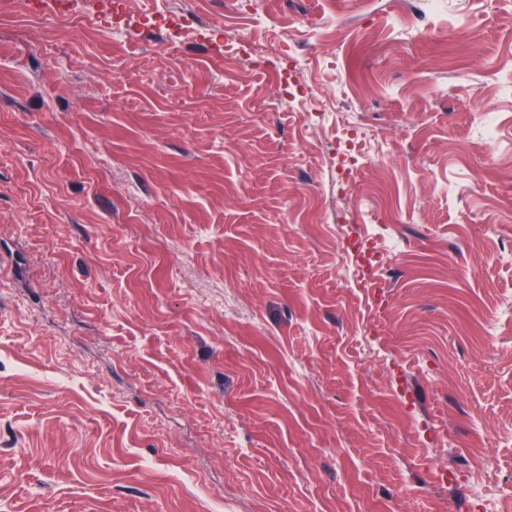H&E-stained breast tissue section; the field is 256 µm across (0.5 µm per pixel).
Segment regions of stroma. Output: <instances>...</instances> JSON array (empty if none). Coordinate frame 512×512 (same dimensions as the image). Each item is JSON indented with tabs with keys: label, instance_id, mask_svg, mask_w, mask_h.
I'll return each instance as SVG.
<instances>
[{
	"label": "stroma",
	"instance_id": "35a3bbf8",
	"mask_svg": "<svg viewBox=\"0 0 512 512\" xmlns=\"http://www.w3.org/2000/svg\"><path fill=\"white\" fill-rule=\"evenodd\" d=\"M256 6L0 8V512H512V0Z\"/></svg>",
	"mask_w": 512,
	"mask_h": 512
}]
</instances>
